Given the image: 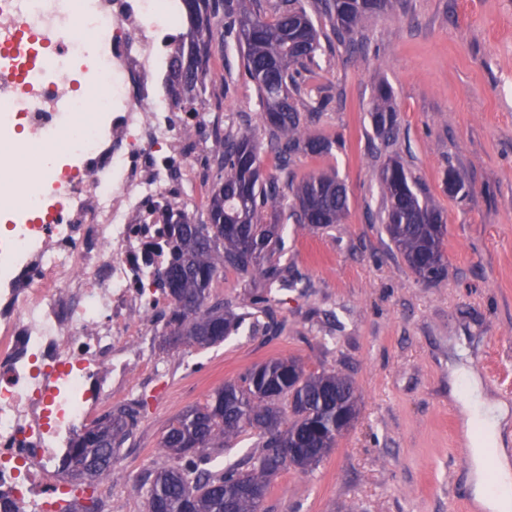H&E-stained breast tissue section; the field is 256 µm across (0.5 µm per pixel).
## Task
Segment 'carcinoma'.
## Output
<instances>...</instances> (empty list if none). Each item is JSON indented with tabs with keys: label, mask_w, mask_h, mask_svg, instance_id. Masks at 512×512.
<instances>
[{
	"label": "carcinoma",
	"mask_w": 512,
	"mask_h": 512,
	"mask_svg": "<svg viewBox=\"0 0 512 512\" xmlns=\"http://www.w3.org/2000/svg\"><path fill=\"white\" fill-rule=\"evenodd\" d=\"M336 37L344 41L390 0H321ZM194 25L188 43L181 44L179 74L170 84L180 103L198 91L208 75V62L219 15L232 11V0H183ZM237 39L245 54V75L255 86L268 134V145L288 172L291 155L302 150L320 155L330 144L319 137H302V116L290 89H300L299 68L314 63L319 40L301 0H283L267 19L244 11ZM376 132L390 137L396 109L390 90L376 89L372 107ZM220 152L214 156L224 171L212 194L208 223L183 216L167 220L169 260L158 286L167 291L171 308L166 336L198 346H213L227 338L233 325L224 301H211L210 286L222 271L259 275L263 284H288V268L274 259L282 249V225L265 222L264 211L288 209V218L312 229L338 224L348 210L346 186L330 174L295 185L264 175L260 148L252 135L214 127ZM384 201V230L408 267L422 280L446 276L443 251L447 224L434 205L420 200L404 166L390 158L380 172ZM357 396L350 379L336 371H308L292 359L254 365L239 380L216 389L202 406L187 410L163 433L159 447L176 465L154 473L146 491V512H256L271 479L290 467L288 449L302 448L296 467L305 471L322 460L333 446L336 430L356 415ZM143 403L120 407L98 421L75 441L73 456L79 474L88 480L108 474L112 458L137 424ZM288 427L281 429L285 414ZM258 430L261 449L244 461L214 471L206 448H227L245 428Z\"/></svg>",
	"instance_id": "obj_1"
}]
</instances>
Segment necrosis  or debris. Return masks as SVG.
I'll return each mask as SVG.
<instances>
[{
	"instance_id": "obj_1",
	"label": "necrosis or debris",
	"mask_w": 512,
	"mask_h": 512,
	"mask_svg": "<svg viewBox=\"0 0 512 512\" xmlns=\"http://www.w3.org/2000/svg\"><path fill=\"white\" fill-rule=\"evenodd\" d=\"M180 0H0V512H82L65 478L150 368L167 215L200 204L207 142L168 92Z\"/></svg>"
}]
</instances>
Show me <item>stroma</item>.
Returning a JSON list of instances; mask_svg holds the SVG:
<instances>
[{
  "instance_id": "stroma-1",
  "label": "stroma",
  "mask_w": 512,
  "mask_h": 512,
  "mask_svg": "<svg viewBox=\"0 0 512 512\" xmlns=\"http://www.w3.org/2000/svg\"><path fill=\"white\" fill-rule=\"evenodd\" d=\"M320 36L294 102L327 106L303 132L329 153H299L294 181L337 175L348 192L342 223L315 230L286 221L282 264L294 285L272 287L268 306L247 302L252 279L227 270L212 299L241 318L223 343L171 349L153 337L159 372L135 429L112 460L114 512H146L144 483L173 461L166 427L255 364L296 359L351 380L359 412L312 470L281 471L263 512H467L468 466L456 465V363L485 395L512 407V0H391L355 44L339 41L319 0H302ZM218 27L198 98L211 121L264 138L262 109L243 53ZM388 85L397 130L383 139L370 110ZM398 158L420 196L446 220L447 275L419 279L384 231L379 174ZM461 189L449 192L447 175Z\"/></svg>"
}]
</instances>
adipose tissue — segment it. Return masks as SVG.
Instances as JSON below:
<instances>
[{
  "instance_id": "obj_1",
  "label": "adipose tissue",
  "mask_w": 512,
  "mask_h": 512,
  "mask_svg": "<svg viewBox=\"0 0 512 512\" xmlns=\"http://www.w3.org/2000/svg\"><path fill=\"white\" fill-rule=\"evenodd\" d=\"M458 377L467 381L468 393L465 410L469 424H480L482 434L476 438L471 448L472 468L470 484L476 500L483 503L487 512H512V500L494 498L485 492V456L493 454L496 461V479L502 486L512 488V457L501 447L502 424L508 413L506 406L487 403L481 393L480 383L470 376L468 370L461 369Z\"/></svg>"
}]
</instances>
